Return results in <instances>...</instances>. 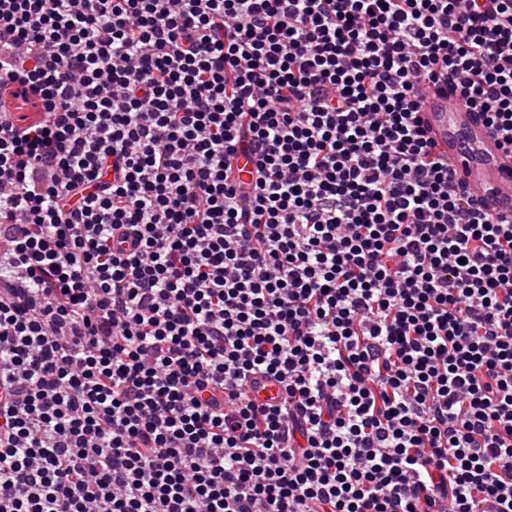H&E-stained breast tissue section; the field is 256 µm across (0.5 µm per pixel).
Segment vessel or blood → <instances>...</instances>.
Segmentation results:
<instances>
[{
  "instance_id": "b4317fda",
  "label": "vessel or blood",
  "mask_w": 512,
  "mask_h": 512,
  "mask_svg": "<svg viewBox=\"0 0 512 512\" xmlns=\"http://www.w3.org/2000/svg\"><path fill=\"white\" fill-rule=\"evenodd\" d=\"M418 96L423 125L451 165L456 182L472 190L490 216L512 215V153L491 135L477 108L438 84L421 87ZM249 393L272 402L281 388L276 381L258 376Z\"/></svg>"
}]
</instances>
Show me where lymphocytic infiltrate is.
Listing matches in <instances>:
<instances>
[{"label":"lymphocytic infiltrate","instance_id":"1","mask_svg":"<svg viewBox=\"0 0 512 512\" xmlns=\"http://www.w3.org/2000/svg\"><path fill=\"white\" fill-rule=\"evenodd\" d=\"M440 81L512 151V0H0V512H512ZM249 393L253 398L259 400L274 402L281 394V388L279 384L267 377L256 376L253 384L249 387Z\"/></svg>","mask_w":512,"mask_h":512}]
</instances>
